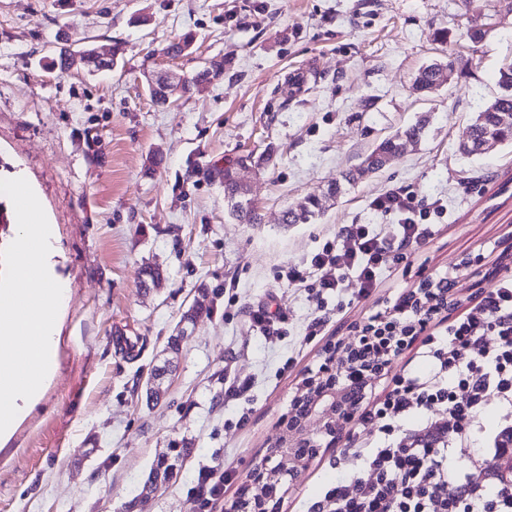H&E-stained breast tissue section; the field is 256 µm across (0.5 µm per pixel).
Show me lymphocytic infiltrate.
<instances>
[{"instance_id":"lymphocytic-infiltrate-1","label":"lymphocytic infiltrate","mask_w":512,"mask_h":512,"mask_svg":"<svg viewBox=\"0 0 512 512\" xmlns=\"http://www.w3.org/2000/svg\"><path fill=\"white\" fill-rule=\"evenodd\" d=\"M371 206L389 223L346 225L311 256L319 290L341 288L351 273L359 297L366 298L389 269L417 274L420 282L349 326L350 361L340 376L357 387L358 418L375 440L345 449L359 475L337 480L308 512H512V485L498 471L500 460L512 458V425L483 455L472 446L489 396L512 407V274L459 309L450 295L451 275L430 273L415 261L431 234L429 220L442 215L443 205L399 188ZM412 347L427 371L400 370L373 393L369 380ZM432 410L439 419L402 430L410 413Z\"/></svg>"}]
</instances>
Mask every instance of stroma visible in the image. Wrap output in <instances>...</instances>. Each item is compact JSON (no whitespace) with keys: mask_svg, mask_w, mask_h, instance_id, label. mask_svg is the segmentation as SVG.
Listing matches in <instances>:
<instances>
[{"mask_svg":"<svg viewBox=\"0 0 512 512\" xmlns=\"http://www.w3.org/2000/svg\"><path fill=\"white\" fill-rule=\"evenodd\" d=\"M480 28L481 42L469 34ZM193 36L173 58L167 47ZM123 56L88 75L48 69L58 43ZM224 58L219 78L159 106L150 83L187 77ZM453 60L433 93L419 70ZM512 62V0H0V179L23 176L56 234L55 271L69 288L55 368L14 431L0 440V512H125L145 473L184 449L176 481L144 512H203L193 494L201 468L236 478L213 512H225L249 471L279 435L303 382L328 346L346 342L394 288L358 297L354 280L315 302L316 280L288 283V267L349 224H383L372 200L406 186L440 201L420 253L451 271L466 301L512 270V148L468 158L471 119L501 92ZM423 139L369 173L312 224L281 213L341 181L385 137L418 116ZM274 150L265 168L244 155ZM237 166L264 216L229 217L217 170ZM483 251L487 260L471 258ZM160 268L159 280L143 272ZM194 323L182 324L190 307ZM279 313V333L252 325L251 310ZM327 324L306 340L313 318ZM178 353L167 350L177 327ZM159 399L147 393L164 363ZM243 385L228 394L231 384ZM357 422L301 472L281 512H304L350 472L345 448L366 440Z\"/></svg>","mask_w":512,"mask_h":512,"instance_id":"1","label":"stroma"}]
</instances>
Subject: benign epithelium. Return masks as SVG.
<instances>
[{"instance_id":"benign-epithelium-1","label":"benign epithelium","mask_w":512,"mask_h":512,"mask_svg":"<svg viewBox=\"0 0 512 512\" xmlns=\"http://www.w3.org/2000/svg\"><path fill=\"white\" fill-rule=\"evenodd\" d=\"M352 389L340 379L331 378L321 386L318 376L309 377L295 396L291 411L304 407L296 426L285 425L282 435L249 472L228 512H279L286 481L294 480L320 452L321 444L307 433V423L316 419L319 432L336 438L340 421L351 419L357 408Z\"/></svg>"}]
</instances>
